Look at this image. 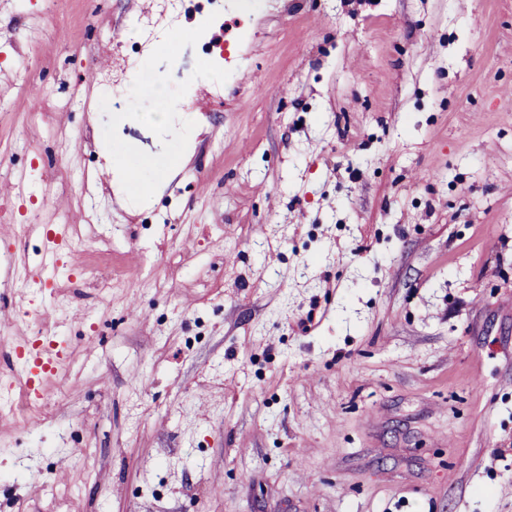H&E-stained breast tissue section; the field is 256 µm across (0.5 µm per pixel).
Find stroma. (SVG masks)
Masks as SVG:
<instances>
[{
    "instance_id": "35a3bbf8",
    "label": "stroma",
    "mask_w": 512,
    "mask_h": 512,
    "mask_svg": "<svg viewBox=\"0 0 512 512\" xmlns=\"http://www.w3.org/2000/svg\"><path fill=\"white\" fill-rule=\"evenodd\" d=\"M44 4L0 0V255L86 240L0 287V346L67 354L0 416V512H512V0H257L92 115L159 0ZM63 234L64 232L60 229V227L45 230L43 262L40 270L37 272V276L40 282L46 281L44 277L47 276L49 268H55V256L58 247L63 240ZM65 356V351L51 337H46L39 345L38 349L32 355L27 367L25 377V386L17 397H10L0 407L1 416L11 417L18 422H27L33 417L42 416L41 405L32 402L29 398H37L38 392L36 385L42 375L53 374L57 371ZM29 395V396H28ZM39 420L33 419L31 423H37Z\"/></svg>"
}]
</instances>
